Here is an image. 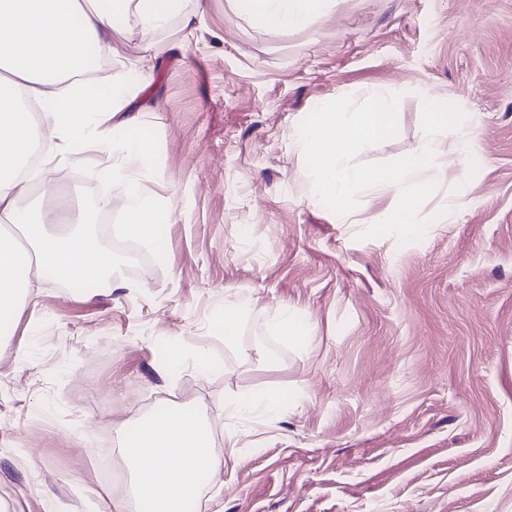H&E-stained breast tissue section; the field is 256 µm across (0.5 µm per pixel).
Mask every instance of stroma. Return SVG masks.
<instances>
[{
	"label": "stroma",
	"mask_w": 512,
	"mask_h": 512,
	"mask_svg": "<svg viewBox=\"0 0 512 512\" xmlns=\"http://www.w3.org/2000/svg\"><path fill=\"white\" fill-rule=\"evenodd\" d=\"M187 6L192 31L134 28L95 70L144 115L137 177L172 214L166 249L137 245L135 273L92 288L34 278L0 334V512H114L97 457L165 401L202 410L224 457L198 512H512V0H336L277 35L227 0ZM375 86L399 91L398 131L358 162L413 153L423 100L471 118L445 135L470 143L465 165L440 157L425 235L403 246L356 238L390 194L345 216L314 203L293 142ZM108 164L91 150L50 179L111 198L98 234L116 253L128 184L93 176ZM228 302L231 345L213 329ZM244 391L283 407L239 418Z\"/></svg>",
	"instance_id": "1"
}]
</instances>
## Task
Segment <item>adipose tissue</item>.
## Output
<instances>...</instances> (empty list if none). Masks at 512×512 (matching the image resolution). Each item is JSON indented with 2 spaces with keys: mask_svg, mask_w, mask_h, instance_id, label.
<instances>
[{
  "mask_svg": "<svg viewBox=\"0 0 512 512\" xmlns=\"http://www.w3.org/2000/svg\"><path fill=\"white\" fill-rule=\"evenodd\" d=\"M249 24L272 33L301 30L323 15L334 0H228ZM187 0H0V319L12 316L32 286L33 274L50 273L65 283L96 282L115 266L111 252L93 234L64 222L69 206L22 213L28 185L21 170L32 152L43 162L99 142L112 157L113 175L130 166L150 168L154 145L147 139L115 136L101 129L103 112L127 107L119 82H91L89 49L118 53V35L131 27L158 28L180 20L190 25ZM35 100V117L26 99ZM127 236L161 248L156 201L130 180L125 203ZM132 480L128 501L115 512H184L196 498L200 473L219 474L205 418L171 409L142 416L120 440Z\"/></svg>",
  "mask_w": 512,
  "mask_h": 512,
  "instance_id": "obj_1",
  "label": "adipose tissue"
}]
</instances>
